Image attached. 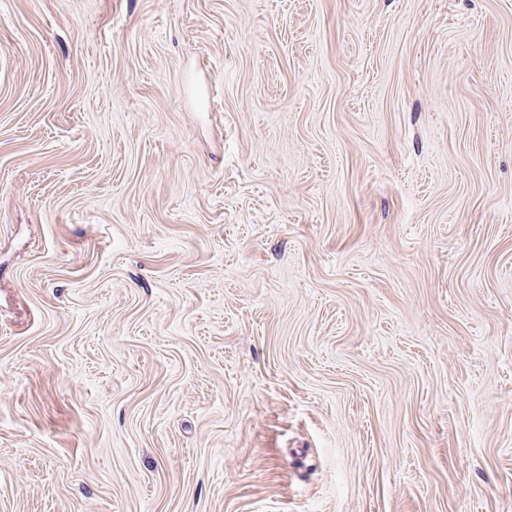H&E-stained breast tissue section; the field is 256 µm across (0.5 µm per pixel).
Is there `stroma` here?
I'll return each instance as SVG.
<instances>
[{
    "label": "stroma",
    "mask_w": 512,
    "mask_h": 512,
    "mask_svg": "<svg viewBox=\"0 0 512 512\" xmlns=\"http://www.w3.org/2000/svg\"><path fill=\"white\" fill-rule=\"evenodd\" d=\"M0 512H512V0H0Z\"/></svg>",
    "instance_id": "stroma-1"
}]
</instances>
